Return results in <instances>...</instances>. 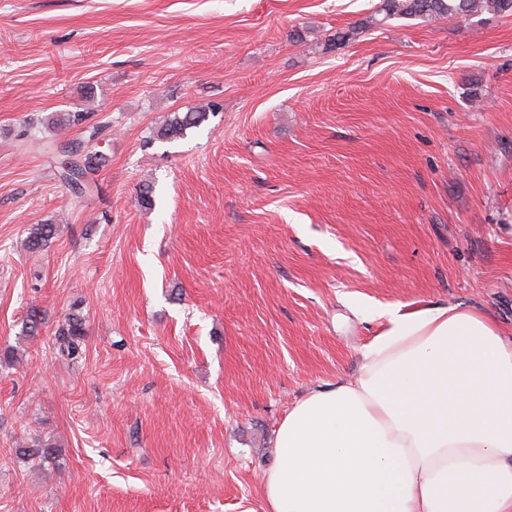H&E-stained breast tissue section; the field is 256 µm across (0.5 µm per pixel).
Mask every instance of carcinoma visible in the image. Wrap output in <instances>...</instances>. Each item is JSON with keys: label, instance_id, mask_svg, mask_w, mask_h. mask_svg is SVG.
I'll return each instance as SVG.
<instances>
[{"label": "carcinoma", "instance_id": "1", "mask_svg": "<svg viewBox=\"0 0 512 512\" xmlns=\"http://www.w3.org/2000/svg\"><path fill=\"white\" fill-rule=\"evenodd\" d=\"M496 16H512V0H382L377 14L386 21L392 18L419 19L432 22L441 18L467 20L482 13ZM206 111L185 112L174 114L159 129L158 136L166 139L177 137L186 130L194 128L205 121ZM94 154L78 155L72 161L73 168L63 173V178L72 177L76 172L86 174L92 169ZM55 232L52 224H39L31 229L27 237V245L31 249L45 246ZM62 337L61 351L69 355L78 352V336L81 335V320L70 314L65 324L58 330Z\"/></svg>", "mask_w": 512, "mask_h": 512}]
</instances>
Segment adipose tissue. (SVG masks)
<instances>
[{
    "instance_id": "adipose-tissue-1",
    "label": "adipose tissue",
    "mask_w": 512,
    "mask_h": 512,
    "mask_svg": "<svg viewBox=\"0 0 512 512\" xmlns=\"http://www.w3.org/2000/svg\"><path fill=\"white\" fill-rule=\"evenodd\" d=\"M371 314L354 375L293 405L243 512H512V338L460 304Z\"/></svg>"
}]
</instances>
